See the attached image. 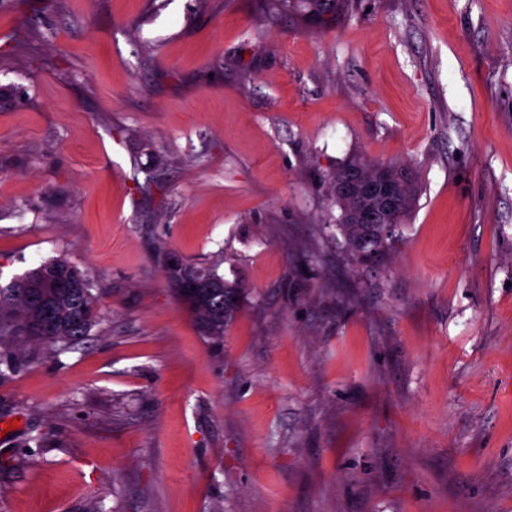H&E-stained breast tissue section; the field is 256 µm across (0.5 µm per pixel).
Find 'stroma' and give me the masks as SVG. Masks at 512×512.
<instances>
[{
	"instance_id": "stroma-1",
	"label": "stroma",
	"mask_w": 512,
	"mask_h": 512,
	"mask_svg": "<svg viewBox=\"0 0 512 512\" xmlns=\"http://www.w3.org/2000/svg\"><path fill=\"white\" fill-rule=\"evenodd\" d=\"M354 157L421 186L372 268ZM56 258L101 318L0 365V512H512V0H0V286ZM331 1L336 0H276V6L280 12L297 15L308 26H322L335 21L343 14L347 6V0L341 1L337 11L329 19L324 18V14L332 9ZM158 252L163 260L169 284L179 301L191 313L200 332L214 340H221L224 338V325L233 318L239 307L241 296L240 286L236 283H229L225 281L224 278L217 273L216 269L203 267H197L198 269H196L195 267L188 265L179 255L176 253L171 255V252L163 247L159 248ZM170 258L171 261H174L173 265L180 268L170 266ZM181 268L183 269L182 288L190 294L202 296L204 288H224V284L218 280H222L225 283L224 292L216 296L211 302L212 305L220 303L221 308L224 310L225 300L224 323L214 324L211 319L210 312L205 305L196 302V300L191 296H183L179 294L177 288H173L174 284L182 279ZM199 269L207 276L214 277L218 280L203 276ZM192 286H195V290H191Z\"/></svg>"
}]
</instances>
